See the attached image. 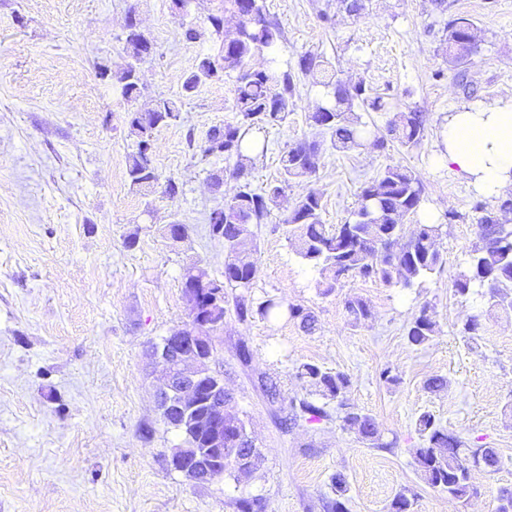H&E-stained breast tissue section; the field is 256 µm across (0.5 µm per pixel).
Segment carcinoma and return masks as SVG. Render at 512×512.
Returning <instances> with one entry per match:
<instances>
[{"mask_svg": "<svg viewBox=\"0 0 512 512\" xmlns=\"http://www.w3.org/2000/svg\"><path fill=\"white\" fill-rule=\"evenodd\" d=\"M237 18L234 30L225 28V15ZM209 37L216 53L202 57L184 79L182 95H192L200 84L236 73L234 106L238 119L234 124L215 128L203 148L206 156L236 159L232 177L236 181L233 195L224 204L210 210L208 224L211 236L224 240L232 254L225 264L222 278L216 279L197 264L186 269L184 286L194 280L212 282L217 289L236 291L235 310L238 318L253 313L269 318L288 312L300 320L305 331H312L316 319L312 312L269 297L253 306L249 290L253 285L258 244L250 225L261 224L268 214V202L279 197L293 180L309 178L316 173L323 142L301 140L287 147L280 158V180L258 191L251 180L250 152L267 151L266 141L257 134L270 126L286 123L293 111L296 84L290 71L273 66L255 69L252 57L263 50L274 49L283 37L280 24L267 16L263 0H222L216 12L207 17V25L184 27L183 38L195 42ZM441 41L445 44L448 66L457 70L467 65L478 52L477 26L465 14H454L444 22ZM151 41L134 24L127 25L124 36L125 65L111 73L105 65L97 66L98 75L112 76L121 86L123 96L134 102L140 96V65L146 62ZM299 71L315 77L317 83L330 90L333 102L319 106L308 120L320 133L329 136L330 147L349 152L362 146L384 151L392 141L405 147L416 146L424 137L422 113L415 110L396 112L388 120L387 134L372 132L362 121L358 110L385 112L387 104L380 96L367 93L363 82H344L335 64L322 54L306 53L298 60ZM131 133L137 138L136 151L127 158L126 173L133 187H152L159 173L152 159V142L156 130L173 125L181 112L170 99L158 98L146 110L132 108L127 112ZM424 185L410 168L388 165L377 177L365 183L358 193L355 220L331 226L322 222L321 196L308 191L296 202L285 219L289 232L297 239L296 254L307 265L318 269L323 293L329 294L349 277L378 279L386 285L411 287L426 276L442 269L446 263L439 249L444 225L422 223L416 233L405 240L401 228L405 219L421 207ZM512 211V194L498 198L497 206L482 209L476 224L477 241L470 250L468 266L453 280L455 293L467 297L474 292L505 311H512V225L497 212ZM350 325L358 327L371 317L369 305L359 297L345 302ZM438 333V325L421 308L407 328L411 345L424 346ZM298 375L313 392L324 399L337 400L344 408L343 426L356 432L373 448H382L375 419L344 404L350 379L342 372H331L316 364L299 367ZM246 431L244 421L236 414L224 418V459L232 461L242 455L248 443L241 439ZM421 443L411 454L421 479L462 503L477 494L472 473H495L502 461L493 448H469L454 431L442 426L436 417L424 412L416 420Z\"/></svg>", "mask_w": 512, "mask_h": 512, "instance_id": "obj_1", "label": "carcinoma"}]
</instances>
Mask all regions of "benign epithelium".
Returning <instances> with one entry per match:
<instances>
[{"label": "benign epithelium", "instance_id": "obj_1", "mask_svg": "<svg viewBox=\"0 0 512 512\" xmlns=\"http://www.w3.org/2000/svg\"><path fill=\"white\" fill-rule=\"evenodd\" d=\"M212 333L213 329L200 320L195 322L188 340L172 335L154 350L166 365L164 403L181 414L182 421L176 429L192 436L197 429L184 425V421L197 407L203 404L208 407L204 424L210 433L208 447L194 448L171 458L174 470L193 483H213L224 474V381L218 373L203 368L213 356Z\"/></svg>", "mask_w": 512, "mask_h": 512}]
</instances>
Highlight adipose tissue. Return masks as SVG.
Returning <instances> with one entry per match:
<instances>
[{"label": "adipose tissue", "instance_id": "obj_1", "mask_svg": "<svg viewBox=\"0 0 512 512\" xmlns=\"http://www.w3.org/2000/svg\"><path fill=\"white\" fill-rule=\"evenodd\" d=\"M441 139L444 148L434 165L455 171L489 199L512 190V101L450 113Z\"/></svg>", "mask_w": 512, "mask_h": 512}]
</instances>
